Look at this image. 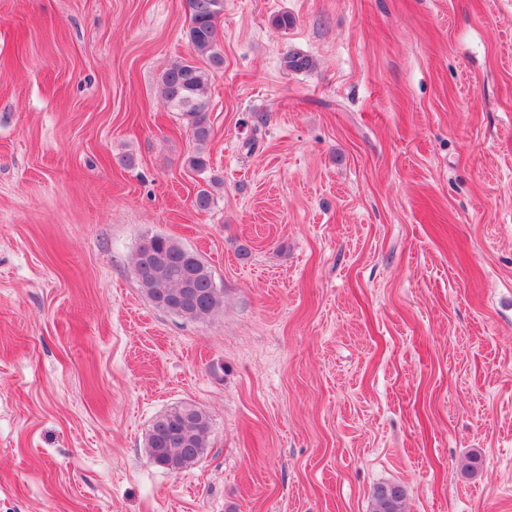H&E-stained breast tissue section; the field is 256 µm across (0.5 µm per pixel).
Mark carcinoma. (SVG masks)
<instances>
[{"label":"carcinoma","mask_w":512,"mask_h":512,"mask_svg":"<svg viewBox=\"0 0 512 512\" xmlns=\"http://www.w3.org/2000/svg\"><path fill=\"white\" fill-rule=\"evenodd\" d=\"M190 24L187 40L191 58L167 68L160 77L164 100L182 113L197 144L185 159V165L200 174L206 172L209 159L204 145L210 137L209 77L193 57L208 61L212 68L224 64L220 51L218 20L224 12V0H187ZM290 70H309L312 59L300 53L284 57ZM221 184L217 176L208 180L194 196L193 206L200 212L214 205L211 187ZM179 243L159 235L153 246L154 256L142 251L134 255V270L139 287L157 308L190 320H204L224 306V289L215 287L210 267L198 260L195 265L183 262ZM211 423L207 415L193 406L175 407L157 417L145 440L148 459L168 471H180L196 464L209 448ZM405 490L395 484L380 485L371 498V512H404Z\"/></svg>","instance_id":"cac0c4a2"}]
</instances>
